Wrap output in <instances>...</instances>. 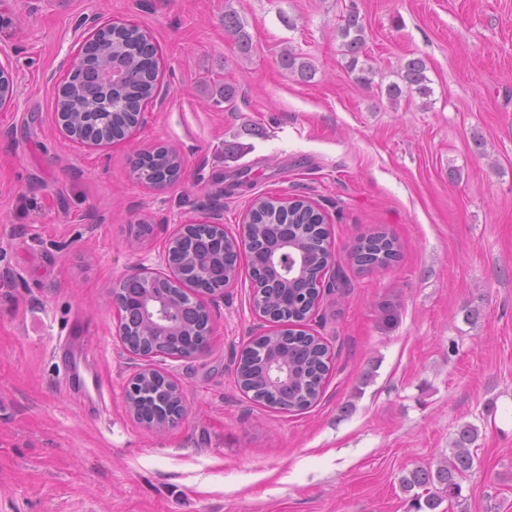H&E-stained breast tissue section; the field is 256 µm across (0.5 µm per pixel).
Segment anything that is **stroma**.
I'll list each match as a JSON object with an SVG mask.
<instances>
[{"mask_svg":"<svg viewBox=\"0 0 512 512\" xmlns=\"http://www.w3.org/2000/svg\"><path fill=\"white\" fill-rule=\"evenodd\" d=\"M352 4L369 87L338 35ZM93 13L146 29L159 62L146 126L104 149L54 118ZM286 48L311 78L282 69ZM412 57L429 95L389 101ZM0 63L16 89L0 109V512H409L401 478L450 456L466 423L474 468L460 506L436 512H512V0H0ZM168 145L179 179L139 181L136 154ZM258 195L326 216L338 286L302 324L332 352L324 390L292 413L241 392L262 332L244 265L208 304L206 350L161 362L186 414L153 432L129 413L144 362L117 335L112 284L161 268L200 204L238 234ZM380 229L398 259L352 265ZM70 334L90 339L73 380Z\"/></svg>","mask_w":512,"mask_h":512,"instance_id":"obj_1","label":"stroma"}]
</instances>
